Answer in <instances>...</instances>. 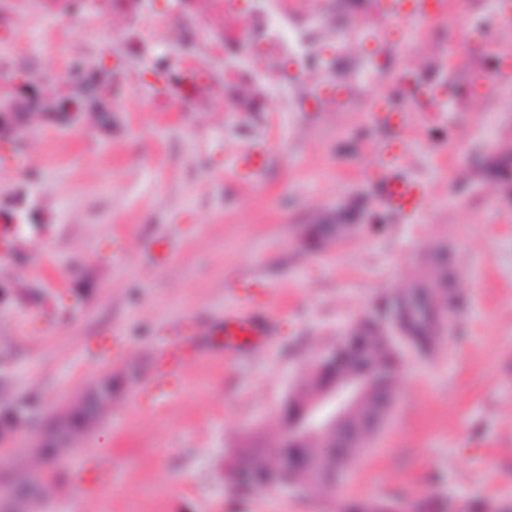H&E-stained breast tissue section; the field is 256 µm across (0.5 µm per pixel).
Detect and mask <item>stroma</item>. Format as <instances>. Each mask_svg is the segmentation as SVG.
Here are the masks:
<instances>
[{
    "label": "stroma",
    "mask_w": 512,
    "mask_h": 512,
    "mask_svg": "<svg viewBox=\"0 0 512 512\" xmlns=\"http://www.w3.org/2000/svg\"><path fill=\"white\" fill-rule=\"evenodd\" d=\"M184 0H161L121 23L112 0H0V60L52 76L73 55L118 62L122 102L111 119L36 122L0 162V414L21 413L0 443V488L38 473L27 512H338L367 500H423L427 512L512 504V86L496 111L411 115L398 133L401 172L428 185L409 218L378 202V160L355 114L292 112L271 88L257 111L224 110V55L193 29L172 42ZM199 66L203 100L155 105L153 72ZM454 154H445L446 146ZM267 153L256 182L234 176L247 149ZM168 239L166 266L151 256ZM458 259L466 299L430 357L406 355L397 403L371 446L325 497L252 494L224 477V453L282 409L313 358L376 299L418 273L428 249ZM256 304L282 316L258 350L209 346L165 412L137 408L173 326H213ZM100 422L57 459L34 446L44 423L102 378ZM109 482L90 492L98 459Z\"/></svg>",
    "instance_id": "stroma-1"
}]
</instances>
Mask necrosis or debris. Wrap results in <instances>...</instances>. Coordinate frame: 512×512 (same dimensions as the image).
I'll list each match as a JSON object with an SVG mask.
<instances>
[{"label":"necrosis or debris","mask_w":512,"mask_h":512,"mask_svg":"<svg viewBox=\"0 0 512 512\" xmlns=\"http://www.w3.org/2000/svg\"><path fill=\"white\" fill-rule=\"evenodd\" d=\"M214 11L200 14L196 31L223 51L224 109L251 112L269 83L288 89L292 112L366 113L373 88L382 86L393 63L407 80L430 91L433 111H467L469 103L450 89L473 75L488 84L480 96L493 106L491 84L507 72L500 54L487 55L480 44L500 35L512 10L492 0L487 20L456 33L455 20L436 22L431 32L438 51L422 60L397 44L379 42L382 0H213Z\"/></svg>","instance_id":"obj_1"}]
</instances>
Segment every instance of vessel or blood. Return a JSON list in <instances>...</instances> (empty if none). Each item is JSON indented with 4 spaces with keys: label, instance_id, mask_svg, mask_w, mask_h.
Wrapping results in <instances>:
<instances>
[{
    "label": "vessel or blood",
    "instance_id": "obj_1",
    "mask_svg": "<svg viewBox=\"0 0 512 512\" xmlns=\"http://www.w3.org/2000/svg\"><path fill=\"white\" fill-rule=\"evenodd\" d=\"M448 2L424 0L420 5L388 11L381 29L382 42L400 39L401 23L407 18L418 16L431 21L441 17L448 11ZM379 187L389 211L401 217L417 213L426 197L425 183L402 176L397 157L391 153L380 164ZM275 331L273 317L251 311L227 315L223 325L212 329L203 326L189 331L175 329V342L167 353L164 365L153 376L148 391L138 399V407L158 409L178 393L183 369L202 342L210 340L225 350L236 352L264 344Z\"/></svg>",
    "mask_w": 512,
    "mask_h": 512
}]
</instances>
